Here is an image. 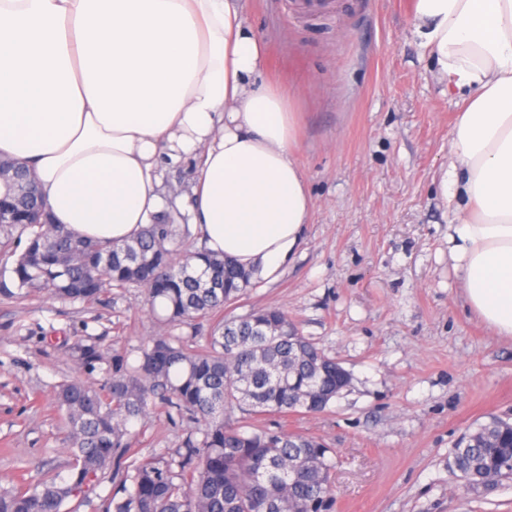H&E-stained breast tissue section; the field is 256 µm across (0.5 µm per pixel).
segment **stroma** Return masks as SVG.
I'll return each instance as SVG.
<instances>
[{
	"label": "stroma",
	"mask_w": 512,
	"mask_h": 512,
	"mask_svg": "<svg viewBox=\"0 0 512 512\" xmlns=\"http://www.w3.org/2000/svg\"><path fill=\"white\" fill-rule=\"evenodd\" d=\"M242 0L268 51L265 82L298 113L292 155L313 198L284 265L255 274L226 316L281 307L350 372L326 411L291 430L332 450L335 512H512V481L466 493L449 467L457 440L495 416L512 422V340L464 303L448 253L452 208L436 179L463 104L413 34V0ZM209 323L160 326L140 289L96 304L0 294V490L65 473L58 386L80 377L71 348L101 343L138 365L165 333L204 342ZM139 456L178 448L185 426L133 423Z\"/></svg>",
	"instance_id": "35a3bbf8"
}]
</instances>
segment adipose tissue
Here are the masks:
<instances>
[{"label": "adipose tissue", "instance_id": "adipose-tissue-1", "mask_svg": "<svg viewBox=\"0 0 512 512\" xmlns=\"http://www.w3.org/2000/svg\"><path fill=\"white\" fill-rule=\"evenodd\" d=\"M413 32L463 91L440 190L465 303L512 338V0H414ZM239 0H0V156L34 174L52 223L120 242L176 197L208 250L273 273L313 206L289 96ZM194 171V161L192 159L181 162L180 164L168 168L164 171L162 189L168 194L172 187L185 189Z\"/></svg>", "mask_w": 512, "mask_h": 512}]
</instances>
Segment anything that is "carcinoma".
I'll list each match as a JSON object with an SVG mask.
<instances>
[{
  "label": "carcinoma",
  "instance_id": "cac0c4a2",
  "mask_svg": "<svg viewBox=\"0 0 512 512\" xmlns=\"http://www.w3.org/2000/svg\"><path fill=\"white\" fill-rule=\"evenodd\" d=\"M0 198L22 214L0 232L28 233L12 268L19 299L37 289L91 303L112 287L136 286L161 322L178 325L224 310L251 284L253 271L218 253L185 248L174 256L166 216L130 241L101 243L49 223L45 212L32 213L9 194ZM73 357L81 369L106 361L109 370L99 383L77 378L57 392L68 474L34 485L20 478L0 492V512H61L109 466L122 493L112 496V512H329L331 449L284 422L270 430L259 421L326 410L350 374L280 308L221 319L203 346L156 336L136 366L94 342H76ZM236 410L245 420L226 421ZM151 414H175L188 430L173 452L139 459L129 425ZM451 457L465 490L511 480L512 424L491 418L465 434Z\"/></svg>",
  "mask_w": 512,
  "mask_h": 512
}]
</instances>
